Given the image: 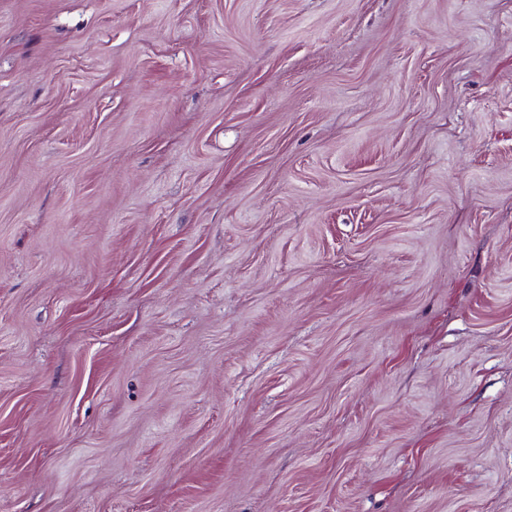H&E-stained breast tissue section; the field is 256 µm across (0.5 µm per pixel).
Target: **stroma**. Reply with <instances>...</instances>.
<instances>
[{"mask_svg":"<svg viewBox=\"0 0 512 512\" xmlns=\"http://www.w3.org/2000/svg\"><path fill=\"white\" fill-rule=\"evenodd\" d=\"M0 512H512V0H0Z\"/></svg>","mask_w":512,"mask_h":512,"instance_id":"obj_1","label":"stroma"}]
</instances>
